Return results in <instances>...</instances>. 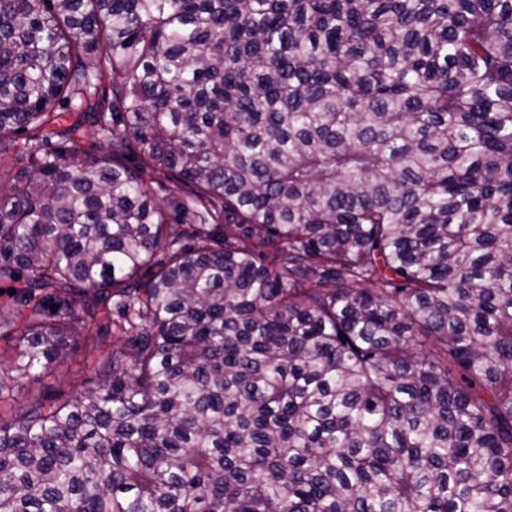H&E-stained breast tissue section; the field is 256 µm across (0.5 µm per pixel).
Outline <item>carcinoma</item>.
Instances as JSON below:
<instances>
[{
    "mask_svg": "<svg viewBox=\"0 0 512 512\" xmlns=\"http://www.w3.org/2000/svg\"><path fill=\"white\" fill-rule=\"evenodd\" d=\"M15 149L0 512H512V0H0ZM87 134L82 142L83 152L72 159L76 164H84L85 161L97 157L106 147L104 138L97 134L94 128L87 127ZM149 180L153 182L150 184L156 198L164 203L170 200L184 199L188 200L192 196L193 186L189 183L178 182L173 178L162 176H151ZM71 344L69 354L38 381L23 378L16 382L12 390L4 395L5 402L15 411H21L35 398H52L60 402L67 399L86 381L95 377L92 373L94 364L122 342L118 336H107L98 342L78 337Z\"/></svg>",
    "mask_w": 512,
    "mask_h": 512,
    "instance_id": "carcinoma-1",
    "label": "carcinoma"
}]
</instances>
